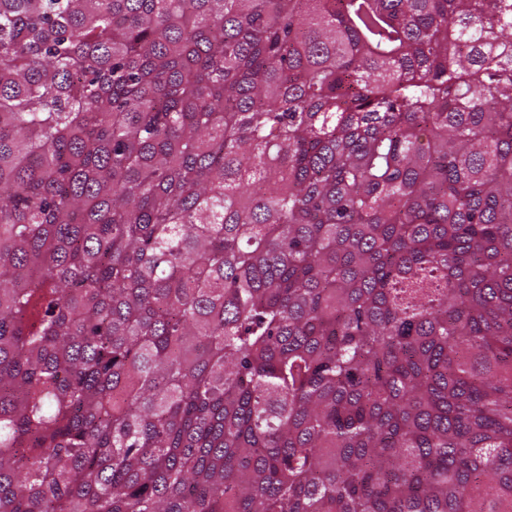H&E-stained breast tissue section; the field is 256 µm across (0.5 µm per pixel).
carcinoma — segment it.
Listing matches in <instances>:
<instances>
[{
	"mask_svg": "<svg viewBox=\"0 0 512 512\" xmlns=\"http://www.w3.org/2000/svg\"><path fill=\"white\" fill-rule=\"evenodd\" d=\"M0 512H512V0H0Z\"/></svg>",
	"mask_w": 512,
	"mask_h": 512,
	"instance_id": "cac0c4a2",
	"label": "carcinoma"
}]
</instances>
